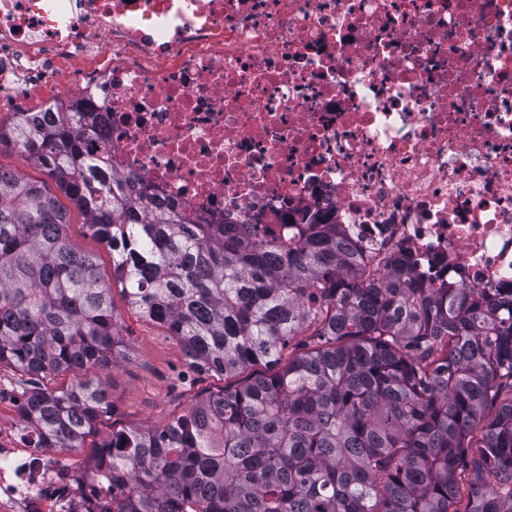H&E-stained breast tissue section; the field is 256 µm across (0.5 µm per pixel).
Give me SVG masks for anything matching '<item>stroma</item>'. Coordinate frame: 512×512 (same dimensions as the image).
Here are the masks:
<instances>
[{
    "label": "stroma",
    "instance_id": "stroma-1",
    "mask_svg": "<svg viewBox=\"0 0 512 512\" xmlns=\"http://www.w3.org/2000/svg\"><path fill=\"white\" fill-rule=\"evenodd\" d=\"M113 303L121 327L123 356L88 371L112 398V415L98 426L99 438L121 427H147L183 413L199 395L222 389L225 380L190 367L179 342L161 326L132 311L121 293Z\"/></svg>",
    "mask_w": 512,
    "mask_h": 512
}]
</instances>
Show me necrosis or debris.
Segmentation results:
<instances>
[{
    "label": "necrosis or debris",
    "instance_id": "4bbe7bcc",
    "mask_svg": "<svg viewBox=\"0 0 512 512\" xmlns=\"http://www.w3.org/2000/svg\"><path fill=\"white\" fill-rule=\"evenodd\" d=\"M29 85L186 213L512 292V0H0V105ZM37 434L0 377V512H91Z\"/></svg>",
    "mask_w": 512,
    "mask_h": 512
}]
</instances>
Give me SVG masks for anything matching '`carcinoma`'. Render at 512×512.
Masks as SVG:
<instances>
[{"instance_id": "1", "label": "carcinoma", "mask_w": 512, "mask_h": 512, "mask_svg": "<svg viewBox=\"0 0 512 512\" xmlns=\"http://www.w3.org/2000/svg\"><path fill=\"white\" fill-rule=\"evenodd\" d=\"M96 125L78 106L0 121V146L25 143L112 257L106 279L47 184L0 166V365L43 378L111 365L115 284L195 370L266 366L160 426L92 443L112 478L99 512H459L463 473L465 512H512V302L419 288L400 259L370 274L337 224L283 246L186 216L86 149ZM305 330L313 348L282 363ZM23 395L37 448H83L112 414L88 379Z\"/></svg>"}]
</instances>
